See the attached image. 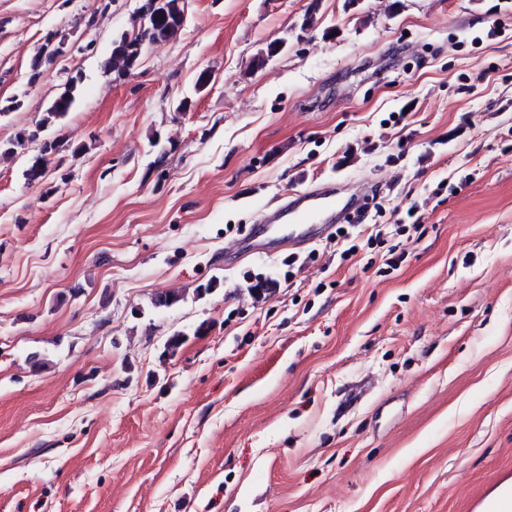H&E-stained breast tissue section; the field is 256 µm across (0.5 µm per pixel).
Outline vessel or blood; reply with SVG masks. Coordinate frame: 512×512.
Instances as JSON below:
<instances>
[{
	"label": "vessel or blood",
	"mask_w": 512,
	"mask_h": 512,
	"mask_svg": "<svg viewBox=\"0 0 512 512\" xmlns=\"http://www.w3.org/2000/svg\"><path fill=\"white\" fill-rule=\"evenodd\" d=\"M367 203L368 193L360 188L339 192L318 185L282 194L264 207L258 224L225 248L224 255L246 259L260 254H299L332 235L337 219L355 216Z\"/></svg>",
	"instance_id": "obj_1"
}]
</instances>
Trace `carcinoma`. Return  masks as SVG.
Listing matches in <instances>:
<instances>
[{
  "instance_id": "carcinoma-1",
  "label": "carcinoma",
  "mask_w": 512,
  "mask_h": 512,
  "mask_svg": "<svg viewBox=\"0 0 512 512\" xmlns=\"http://www.w3.org/2000/svg\"><path fill=\"white\" fill-rule=\"evenodd\" d=\"M184 24L183 0H142L135 16L132 18L130 30L120 34L112 40V49L109 57L104 61V68L114 75L116 79H123L132 75L139 66L143 51L150 44L169 41L177 36ZM282 51V43L272 41L260 50L254 58V66L261 68L266 62ZM52 63L51 51L48 43H43L38 52L32 57L29 65V81L38 80L43 74V68ZM79 77H72L67 82L65 91L54 100L48 112L41 120L43 126L48 127L64 118L75 102V92ZM36 140V134L20 133L7 144H0V156L17 154V150L27 149L28 144ZM60 152V144L50 139L43 144L31 163L25 170L26 179L36 181L44 177L47 156Z\"/></svg>"
}]
</instances>
